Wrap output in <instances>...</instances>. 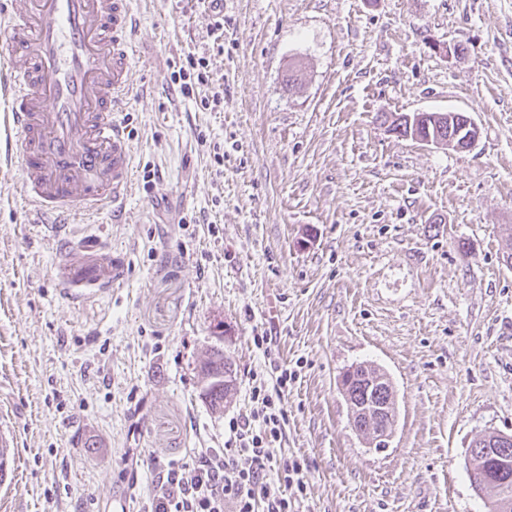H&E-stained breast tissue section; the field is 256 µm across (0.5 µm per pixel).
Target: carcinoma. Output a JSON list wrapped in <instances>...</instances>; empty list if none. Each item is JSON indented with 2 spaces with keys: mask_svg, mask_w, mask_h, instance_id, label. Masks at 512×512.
<instances>
[{
  "mask_svg": "<svg viewBox=\"0 0 512 512\" xmlns=\"http://www.w3.org/2000/svg\"><path fill=\"white\" fill-rule=\"evenodd\" d=\"M468 121L470 117L463 112H450L448 117L435 121L427 117L419 122L417 137L422 140L429 136L434 139L453 136L462 139L468 133ZM224 367L227 368L230 381H236L232 363L223 350L215 348L202 362L201 373L208 375ZM339 386L349 411V424L356 436L369 448H383V444L377 441L378 432L386 427L388 434H393L399 416L397 390L391 375L381 368L360 362L349 366L342 373ZM367 401L381 404L385 409L364 415L356 414L355 407ZM466 470L472 487L486 500L492 512L506 503L511 505L509 512H512V466L497 475L492 471L491 461L477 454L466 458Z\"/></svg>",
  "mask_w": 512,
  "mask_h": 512,
  "instance_id": "cac0c4a2",
  "label": "carcinoma"
}]
</instances>
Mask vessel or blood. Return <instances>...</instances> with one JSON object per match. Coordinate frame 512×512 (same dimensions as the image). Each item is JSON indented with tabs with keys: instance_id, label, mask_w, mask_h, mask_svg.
<instances>
[{
	"instance_id": "b4317fda",
	"label": "vessel or blood",
	"mask_w": 512,
	"mask_h": 512,
	"mask_svg": "<svg viewBox=\"0 0 512 512\" xmlns=\"http://www.w3.org/2000/svg\"><path fill=\"white\" fill-rule=\"evenodd\" d=\"M128 0H26L0 14V148L22 162L28 210L55 224L116 209L132 192L133 157L117 107L131 91ZM124 257L84 240L56 268L62 293L84 300L124 279Z\"/></svg>"
}]
</instances>
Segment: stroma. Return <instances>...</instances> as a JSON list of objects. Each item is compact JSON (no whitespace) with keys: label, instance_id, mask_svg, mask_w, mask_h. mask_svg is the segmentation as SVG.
<instances>
[{"label":"stroma","instance_id":"1","mask_svg":"<svg viewBox=\"0 0 512 512\" xmlns=\"http://www.w3.org/2000/svg\"><path fill=\"white\" fill-rule=\"evenodd\" d=\"M130 7L133 94L119 110L134 179L120 212L78 215L58 237L25 206L20 159L0 165V424L19 448L0 512L143 499L150 477L123 470L223 447L251 377L273 386L274 363L296 375L273 454L306 467L301 512H487L465 462L478 432L512 434V0ZM190 52L209 61L200 93L223 91L218 110L171 81ZM448 111L477 125L469 150L386 123ZM86 238L129 271L74 302L54 265ZM214 347L237 377L218 411L199 373ZM362 361L399 394L377 451L337 389Z\"/></svg>","mask_w":512,"mask_h":512}]
</instances>
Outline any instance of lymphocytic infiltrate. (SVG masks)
Instances as JSON below:
<instances>
[{
	"instance_id": "obj_1",
	"label": "lymphocytic infiltrate",
	"mask_w": 512,
	"mask_h": 512,
	"mask_svg": "<svg viewBox=\"0 0 512 512\" xmlns=\"http://www.w3.org/2000/svg\"><path fill=\"white\" fill-rule=\"evenodd\" d=\"M205 57L190 53L172 81L203 109L220 106V97L197 98L196 87L208 79ZM250 414L230 420L224 448L197 449L191 461L151 460L153 492L143 512H298L306 482L300 462L274 457L282 439L285 413L265 385L253 386Z\"/></svg>"
}]
</instances>
